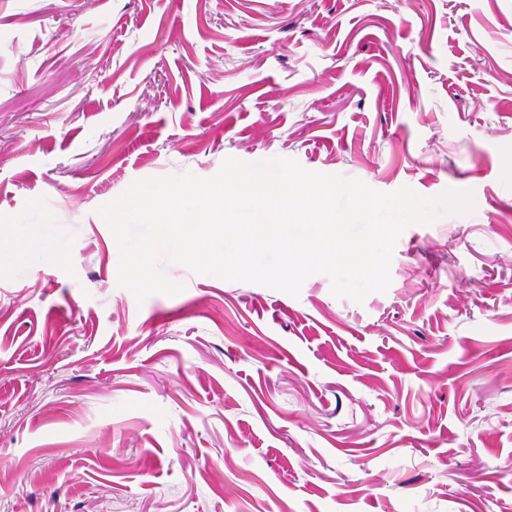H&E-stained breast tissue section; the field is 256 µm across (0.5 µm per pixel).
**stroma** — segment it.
Masks as SVG:
<instances>
[{"label":"stroma","mask_w":512,"mask_h":512,"mask_svg":"<svg viewBox=\"0 0 512 512\" xmlns=\"http://www.w3.org/2000/svg\"><path fill=\"white\" fill-rule=\"evenodd\" d=\"M264 155L476 205L360 303L119 287L100 206ZM0 512H512V0H0Z\"/></svg>","instance_id":"35a3bbf8"}]
</instances>
